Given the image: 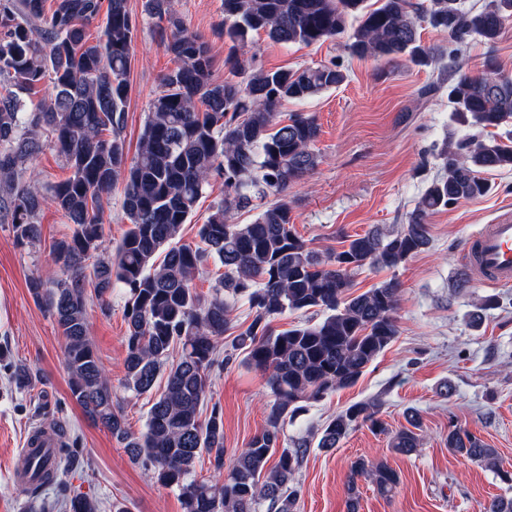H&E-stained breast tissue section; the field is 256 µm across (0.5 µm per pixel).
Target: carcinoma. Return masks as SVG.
I'll list each match as a JSON object with an SVG mask.
<instances>
[{"label": "carcinoma", "mask_w": 512, "mask_h": 512, "mask_svg": "<svg viewBox=\"0 0 512 512\" xmlns=\"http://www.w3.org/2000/svg\"><path fill=\"white\" fill-rule=\"evenodd\" d=\"M224 40L233 75L218 79L207 41L190 31L176 0H144L143 16L131 14L128 0H0V183L12 194L3 199L11 212L16 241L39 240L34 216L50 202L65 213L73 230L54 244L62 276L51 287L35 280L33 295L56 320L65 341V365L72 399L93 422L125 443L158 485L178 491L184 512H296L299 489L290 484L300 449L281 440L285 419L352 385L395 339L400 288L383 281L360 294L351 292L353 271L369 265L397 269L431 243L428 216L489 190L483 174L512 170V140L465 137L438 155L444 174L434 178L403 229L379 228L344 240L323 255L309 247L294 227L288 190L319 164L312 145L319 135L314 114L293 112L277 120L284 102L304 103L340 87L345 68L331 61L297 69H267L252 51L263 32L275 42L312 45L347 36L346 49L358 58L405 60L445 75V56L477 38L488 47L480 73L450 74L448 98L462 126L497 128L512 118V75L499 65L494 48L512 22V0H485L465 10L460 0H223ZM104 16L101 34L87 26ZM448 34L450 51L422 44L420 22ZM159 33L177 66L163 74L149 104L136 157L127 161L128 75L140 24ZM50 77L49 100L27 103L25 96ZM51 146L65 159L70 175L43 197L15 188L26 163ZM224 181L227 194L212 208L199 236L206 249L180 243L181 226L194 214L205 188ZM123 184L128 223L110 248L102 225L104 196ZM258 210L248 224H230L234 210ZM224 267L210 297L199 296L194 279L206 257ZM128 290L125 308V386L137 396L155 393L144 430L128 429L112 401L105 367L88 336L89 306H103L112 288ZM247 299L253 318L236 337L243 363L267 374L274 397L266 425L224 471V420L200 407L218 364L219 344L231 327L224 293ZM315 310L316 322L276 330L272 318L287 311ZM379 404L355 403L324 427L317 447L338 446L359 424L385 430ZM408 426L390 438L398 454L418 450L419 415L407 412ZM448 450L494 471L512 486V470L502 467L498 450L475 433L448 426ZM213 475L193 478L202 455ZM59 469L42 476L26 494L29 507L51 512H100L91 497L64 495L60 503L41 499L61 486ZM372 482L382 496L399 485L383 462L353 461L347 479V512H358L357 482Z\"/></svg>", "instance_id": "cac0c4a2"}]
</instances>
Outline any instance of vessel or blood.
Returning a JSON list of instances; mask_svg holds the SVG:
<instances>
[{"label":"vessel or blood","mask_w":512,"mask_h":512,"mask_svg":"<svg viewBox=\"0 0 512 512\" xmlns=\"http://www.w3.org/2000/svg\"><path fill=\"white\" fill-rule=\"evenodd\" d=\"M464 258L474 279L494 286L512 285V211H506L495 223L485 224L472 233L464 246ZM58 434L49 432L41 438H26L23 457L30 466H16L12 477L17 486L28 488L35 484L41 469L57 466Z\"/></svg>","instance_id":"obj_1"}]
</instances>
